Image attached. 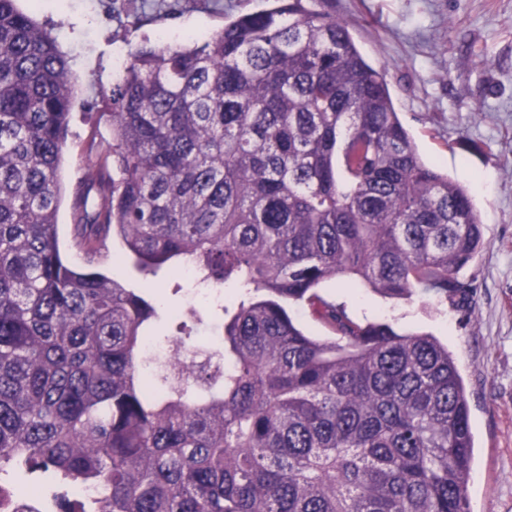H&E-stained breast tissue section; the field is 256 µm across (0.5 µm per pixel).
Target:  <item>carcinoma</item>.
Returning a JSON list of instances; mask_svg holds the SVG:
<instances>
[{"label":"carcinoma","mask_w":512,"mask_h":512,"mask_svg":"<svg viewBox=\"0 0 512 512\" xmlns=\"http://www.w3.org/2000/svg\"><path fill=\"white\" fill-rule=\"evenodd\" d=\"M0 0V512H469L473 436L448 346L365 325L316 288L464 296L466 188L420 157L384 71L316 0H272L101 82L112 144L57 213L76 99L50 29ZM120 237L147 277L97 268ZM230 285L200 369L150 387L148 276ZM305 304L334 336L304 331ZM196 349L186 322L171 337ZM104 489L102 499L78 493Z\"/></svg>","instance_id":"cac0c4a2"}]
</instances>
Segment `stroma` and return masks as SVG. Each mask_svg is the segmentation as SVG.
<instances>
[{"label": "stroma", "mask_w": 512, "mask_h": 512, "mask_svg": "<svg viewBox=\"0 0 512 512\" xmlns=\"http://www.w3.org/2000/svg\"><path fill=\"white\" fill-rule=\"evenodd\" d=\"M263 0H133L138 24L108 0H19L57 34L79 90L71 113L57 222L60 249L85 256L72 233L69 192L85 177L93 143L111 141L98 74L131 48L219 31ZM347 20L362 54L383 68L395 109L421 158L464 185L480 216L484 245L459 278L470 286L451 303L426 294L390 299L340 280L318 293L357 323L385 319L403 332L447 343L470 408L474 459L471 512H512V0H325Z\"/></svg>", "instance_id": "stroma-1"}]
</instances>
